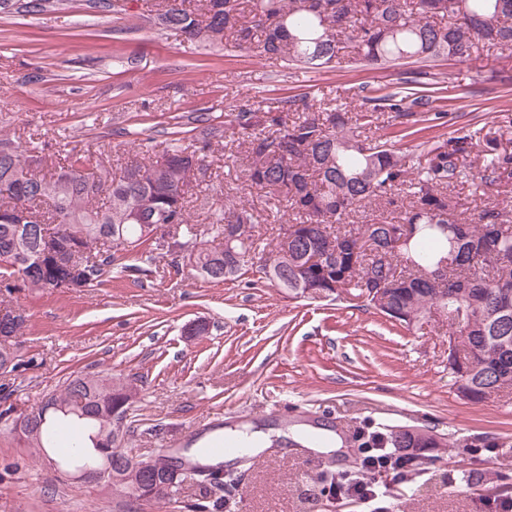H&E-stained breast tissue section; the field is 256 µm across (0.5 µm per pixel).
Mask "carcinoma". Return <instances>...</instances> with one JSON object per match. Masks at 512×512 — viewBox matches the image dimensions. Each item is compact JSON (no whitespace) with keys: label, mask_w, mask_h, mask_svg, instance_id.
Here are the masks:
<instances>
[{"label":"carcinoma","mask_w":512,"mask_h":512,"mask_svg":"<svg viewBox=\"0 0 512 512\" xmlns=\"http://www.w3.org/2000/svg\"><path fill=\"white\" fill-rule=\"evenodd\" d=\"M14 10L40 15L64 0H12ZM157 24L187 40L248 50L304 69L340 63L351 43L367 66L389 68L409 60L466 61L480 49L512 47V0H159ZM406 91L371 87L359 110L317 107L305 94L277 107L240 108L224 116V138L237 144L246 181L273 201L279 216L275 244L255 234L256 219L243 205L212 217L211 233L223 240L171 238L170 246L200 276L223 282L257 266L266 282L295 298L327 290L349 295L406 328L430 319L439 304L463 313L448 327L461 338L462 363L448 364L457 394L473 403L512 391V198L487 199L467 214L454 191L472 177L479 186L512 183V151L485 134L427 140L416 165L395 144L447 123L440 108L446 86L438 80H406ZM392 119L381 121L385 115ZM382 131L377 137L362 130ZM211 146L175 145L159 156L146 150L117 178L85 169L68 155L53 170L0 140V288L14 279L49 293H69L74 272H89L87 287L102 283L117 257L141 282L152 275L150 226L188 223L187 199L210 167ZM27 210L36 221L14 223L8 213ZM364 215L357 222L354 216ZM385 289L376 303L371 289ZM119 385L81 375L42 399L31 419L32 447L48 451L58 432L75 430L68 466L96 465L94 439L112 432V401ZM360 447L394 449L414 475L436 446L390 427L353 433ZM174 490L153 483L135 501L149 506L172 500Z\"/></svg>","instance_id":"carcinoma-1"}]
</instances>
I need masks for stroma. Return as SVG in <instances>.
<instances>
[{
	"label": "stroma",
	"mask_w": 512,
	"mask_h": 512,
	"mask_svg": "<svg viewBox=\"0 0 512 512\" xmlns=\"http://www.w3.org/2000/svg\"><path fill=\"white\" fill-rule=\"evenodd\" d=\"M156 0H116L109 12L87 0L37 16L0 13V139L33 143L44 164L75 153L94 172L120 166L152 146L206 138L210 176L190 197V224L206 234L214 211L252 207L257 234L279 232L263 193L247 186L241 160L224 154V116L277 106L306 91L314 103L354 106L362 85L395 90L406 74L445 81L450 120L442 136L481 127L512 137V49L470 60L411 62L391 69L343 60L299 69L226 47L215 51L163 29ZM209 121L199 122V113ZM155 272L143 284L113 270L95 288L9 295L28 322L21 365L0 371V396L15 413L32 410L77 374L114 377L137 390L124 422L135 459L182 456L197 430L281 431L276 446L226 462L237 476L222 512H342L320 475L346 471L336 454L285 439L324 423L349 435L406 426L436 434L440 446L397 502L401 512H480L487 478L512 485V393L484 403L448 383V329L431 321L405 328L346 298L296 299L258 273L220 283L199 276L168 248L154 246ZM204 323L202 333L187 330ZM198 488L173 503L138 506L102 483L60 478L37 449L0 425V512H186Z\"/></svg>",
	"instance_id": "35a3bbf8"
}]
</instances>
